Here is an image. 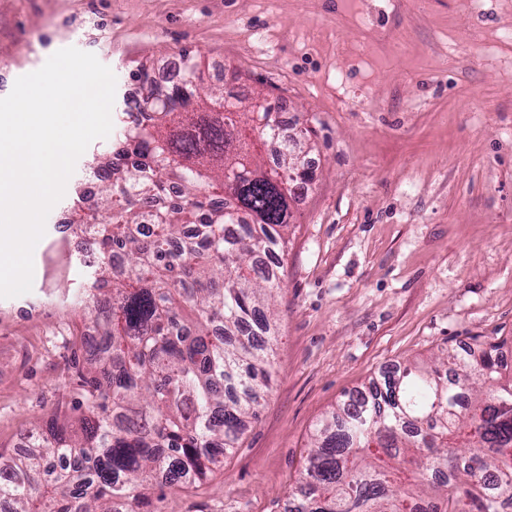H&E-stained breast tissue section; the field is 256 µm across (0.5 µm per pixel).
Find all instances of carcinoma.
<instances>
[{
  "instance_id": "obj_1",
  "label": "carcinoma",
  "mask_w": 512,
  "mask_h": 512,
  "mask_svg": "<svg viewBox=\"0 0 512 512\" xmlns=\"http://www.w3.org/2000/svg\"><path fill=\"white\" fill-rule=\"evenodd\" d=\"M187 80L156 86L152 111L119 112L94 157L97 190L71 228L98 254L84 305L101 344L80 370L81 430L59 416L19 456L0 455L9 512H161V490L206 476L258 416L271 380L289 206L265 178L251 107ZM262 145L294 166L276 116ZM497 345L411 363L320 421L293 512H512V376Z\"/></svg>"
}]
</instances>
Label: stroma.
Instances as JSON below:
<instances>
[{
  "label": "stroma",
  "mask_w": 512,
  "mask_h": 512,
  "mask_svg": "<svg viewBox=\"0 0 512 512\" xmlns=\"http://www.w3.org/2000/svg\"><path fill=\"white\" fill-rule=\"evenodd\" d=\"M512 0H0V98L56 51L93 53L115 106L172 58L205 83L288 106L311 185L295 193L257 419L163 512H287L316 424L408 360L512 356ZM81 155L33 252L29 293L0 298V456L53 414L79 417L84 271L58 226Z\"/></svg>",
  "instance_id": "obj_1"
}]
</instances>
